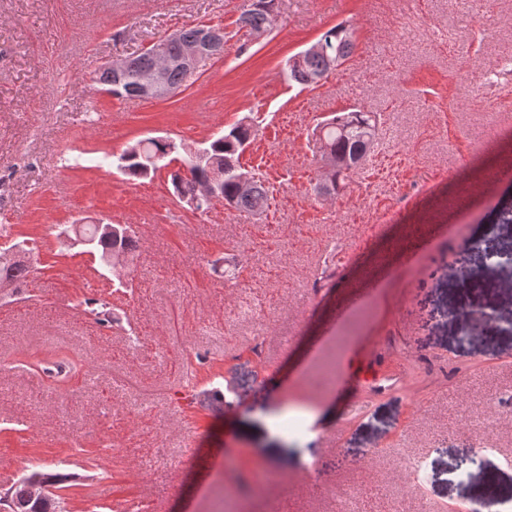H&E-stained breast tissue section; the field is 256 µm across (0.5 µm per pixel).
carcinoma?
Here are the masks:
<instances>
[{
  "mask_svg": "<svg viewBox=\"0 0 512 512\" xmlns=\"http://www.w3.org/2000/svg\"><path fill=\"white\" fill-rule=\"evenodd\" d=\"M264 2L266 7L254 8L251 0H245L240 16L242 23L252 29L272 28L276 19L277 0H264ZM319 41L327 46L329 55L343 62L349 58L354 46L351 27L347 23L329 28L319 37ZM330 75L331 71L327 68L325 57L317 55L310 58L301 69L288 74V80L310 87L318 85ZM97 83L104 86V90L116 98L138 96L137 82L131 74L118 80L112 74L103 71L99 74ZM320 127L325 129L324 137L330 150L341 157L357 161L355 165L357 170L365 164L374 151L378 137V122L371 112L355 108L336 112L320 122ZM252 133L251 125L237 123L224 134L210 140L207 149L211 155L225 161L227 166L219 192L215 195L216 200H222L226 205L237 210L256 215L263 211L268 201L266 181L263 177L254 175L251 186L246 191L240 190L236 181L242 148L244 143L250 140ZM143 166L144 160L127 161L122 154L118 158L117 170L130 178H140L144 176ZM168 178L174 195L180 199L184 195L205 190L209 181V171L204 166H192L187 173L171 170ZM27 274L28 266L23 262L11 265L0 264V281L6 280L19 286L26 283ZM36 367L58 376L76 370L72 363L56 355H46L38 359ZM11 490L13 507L10 512H63L59 500L34 498L24 479L19 480Z\"/></svg>",
  "mask_w": 512,
  "mask_h": 512,
  "instance_id": "obj_1",
  "label": "carcinoma"
}]
</instances>
